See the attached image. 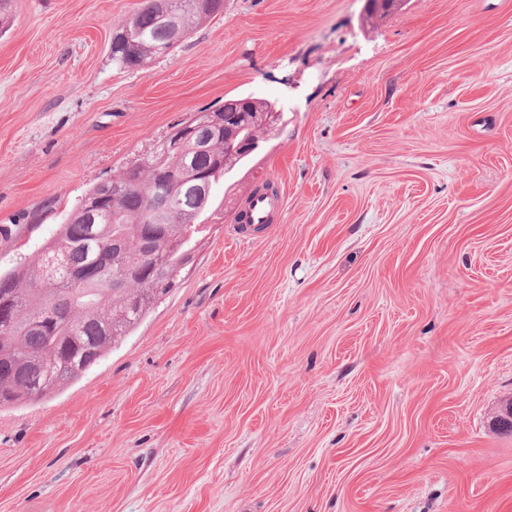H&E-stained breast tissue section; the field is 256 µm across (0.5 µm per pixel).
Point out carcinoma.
Returning <instances> with one entry per match:
<instances>
[{"instance_id": "cac0c4a2", "label": "carcinoma", "mask_w": 512, "mask_h": 512, "mask_svg": "<svg viewBox=\"0 0 512 512\" xmlns=\"http://www.w3.org/2000/svg\"><path fill=\"white\" fill-rule=\"evenodd\" d=\"M222 13L224 0H165L163 9L153 0H141L114 29L112 64L134 70L168 57L193 28ZM181 123L188 124L191 140L213 145V151L193 156L194 167L210 173L213 184L227 175L216 166L224 157V124L256 141L269 130L253 121L242 125L233 112L213 110L194 112ZM185 160L180 144L164 137L112 177L107 195L96 185L83 196L29 263L17 272L0 273V309L14 320L8 328L0 321V408L41 399L37 385L43 382L54 392L75 382L175 285L206 213L195 191L179 178ZM152 193L171 199L172 223L147 222ZM93 226H104L106 232L91 249ZM116 244L123 246L120 264L133 272L129 287L78 291L64 280L45 283L42 261L55 256L88 279H106L102 263Z\"/></svg>"}]
</instances>
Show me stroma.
<instances>
[{
	"instance_id": "obj_1",
	"label": "stroma",
	"mask_w": 512,
	"mask_h": 512,
	"mask_svg": "<svg viewBox=\"0 0 512 512\" xmlns=\"http://www.w3.org/2000/svg\"><path fill=\"white\" fill-rule=\"evenodd\" d=\"M139 3L10 0L0 271L187 113L283 122L141 323L0 410V512H512V0H224L121 70Z\"/></svg>"
}]
</instances>
